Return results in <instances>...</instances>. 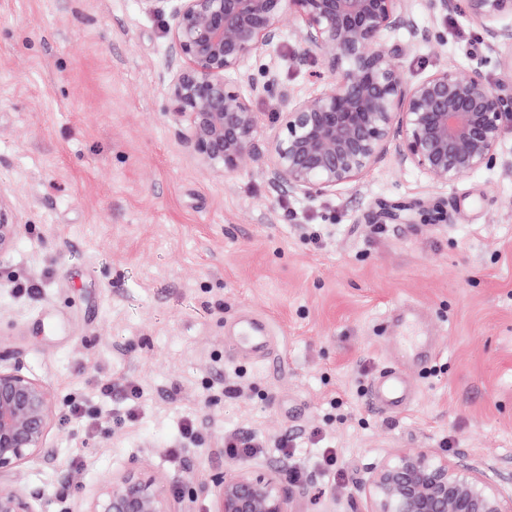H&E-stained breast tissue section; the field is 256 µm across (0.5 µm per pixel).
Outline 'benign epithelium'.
<instances>
[{
  "label": "benign epithelium",
  "instance_id": "7a95c632",
  "mask_svg": "<svg viewBox=\"0 0 512 512\" xmlns=\"http://www.w3.org/2000/svg\"><path fill=\"white\" fill-rule=\"evenodd\" d=\"M152 13L168 12L170 50L181 63L169 98L187 121L184 143L204 167L236 172L263 162L262 173L281 196L316 200L357 181L400 140L398 158L432 183L447 185L491 168L503 135L512 130V97L479 75L440 68L405 80L399 60L412 48L396 34H417L406 0H140ZM287 14L295 37L321 55L331 77L316 71L320 89L299 98L251 61L281 44ZM464 14L482 41L496 47L512 72V0H465ZM275 95L278 132L262 141L253 100ZM18 225L0 207V253ZM55 416L49 387L18 367L0 365V475L23 464L52 467L56 450L47 433ZM284 465L218 474L214 512H291ZM371 512H512V493L489 482L464 460L426 451L402 454L372 468L362 482ZM35 494L0 485V512H33ZM170 486L147 470L106 478L77 512H171Z\"/></svg>",
  "mask_w": 512,
  "mask_h": 512
}]
</instances>
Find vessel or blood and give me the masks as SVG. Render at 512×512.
Wrapping results in <instances>:
<instances>
[{"label": "vessel or blood", "mask_w": 512, "mask_h": 512, "mask_svg": "<svg viewBox=\"0 0 512 512\" xmlns=\"http://www.w3.org/2000/svg\"><path fill=\"white\" fill-rule=\"evenodd\" d=\"M415 324L403 320L402 333L398 338L401 362L385 365L370 383L369 402L373 408L385 413L404 411L411 402V389L407 382L406 366L423 358L426 352L425 337L414 334ZM270 343L267 325L264 321L249 315L238 320V334L232 339L234 353L264 356Z\"/></svg>", "instance_id": "vessel-or-blood-1"}]
</instances>
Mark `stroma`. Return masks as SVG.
I'll return each mask as SVG.
<instances>
[{"mask_svg":"<svg viewBox=\"0 0 512 512\" xmlns=\"http://www.w3.org/2000/svg\"><path fill=\"white\" fill-rule=\"evenodd\" d=\"M408 6L418 35L405 80L452 66L512 92L462 14ZM168 23L140 0H0V204L19 226L0 253V361L52 389L58 454L8 484L37 493L36 512H60L141 466L179 491L173 512H212L187 489L264 469L287 435L289 465L311 475L289 485L292 512H370L362 480L404 452L459 454L491 480L511 472L512 133L494 167L445 186L391 153L335 193L282 197L258 168L214 171L186 149L169 108ZM295 25L285 17L280 46L254 66L306 97L320 59ZM418 202L442 204L446 220L422 223ZM393 203L405 219L383 221ZM406 309L438 351L408 368L413 404L387 415L368 381ZM245 312L270 321L264 361L230 354ZM131 384L143 391L133 420ZM74 401L91 425L67 420ZM189 415L200 439L185 448ZM246 432L268 451L226 457L225 440ZM326 446L333 475L316 466Z\"/></svg>","mask_w":512,"mask_h":512,"instance_id":"1","label":"stroma"}]
</instances>
